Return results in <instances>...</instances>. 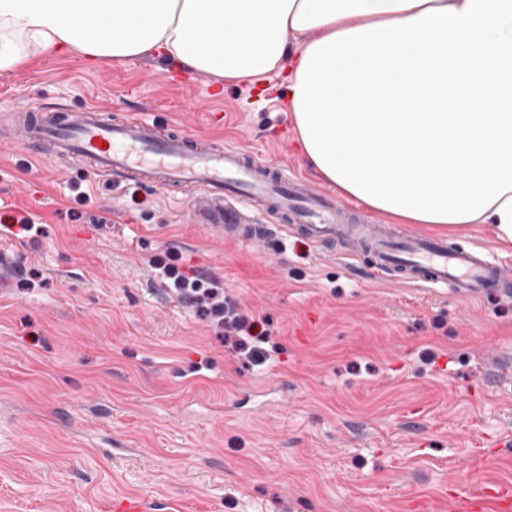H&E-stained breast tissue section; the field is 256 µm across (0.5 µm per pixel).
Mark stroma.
<instances>
[{"label": "stroma", "mask_w": 512, "mask_h": 512, "mask_svg": "<svg viewBox=\"0 0 512 512\" xmlns=\"http://www.w3.org/2000/svg\"><path fill=\"white\" fill-rule=\"evenodd\" d=\"M215 84L138 58L45 56L0 72L13 110L89 103L216 135L320 186L267 75ZM186 203L75 162L0 149V217L40 230L0 288V512H447L512 488V301L373 278L331 247L280 251L189 221ZM212 270L267 321L256 367L197 308L158 294L150 257ZM433 364H423L424 350Z\"/></svg>", "instance_id": "stroma-1"}]
</instances>
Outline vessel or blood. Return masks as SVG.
<instances>
[{"instance_id":"1","label":"vessel or blood","mask_w":512,"mask_h":512,"mask_svg":"<svg viewBox=\"0 0 512 512\" xmlns=\"http://www.w3.org/2000/svg\"><path fill=\"white\" fill-rule=\"evenodd\" d=\"M21 141L34 157L79 161L113 182L150 184L193 193V222L237 235L269 239L272 230H297L319 245L350 244L368 254L383 279L445 290L460 301L484 298L503 287L502 267L480 248L448 239L400 232L369 222L355 205L313 187L292 171L270 166L241 146L198 137L144 116L111 117L95 107L45 108L24 117L0 145ZM512 512V490L499 488L455 501L454 512H483L486 499Z\"/></svg>"}]
</instances>
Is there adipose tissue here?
Returning a JSON list of instances; mask_svg holds the SVG:
<instances>
[{
    "label": "adipose tissue",
    "mask_w": 512,
    "mask_h": 512,
    "mask_svg": "<svg viewBox=\"0 0 512 512\" xmlns=\"http://www.w3.org/2000/svg\"><path fill=\"white\" fill-rule=\"evenodd\" d=\"M271 73L311 168L402 224L512 245V0H0V71L53 53Z\"/></svg>",
    "instance_id": "obj_1"
}]
</instances>
